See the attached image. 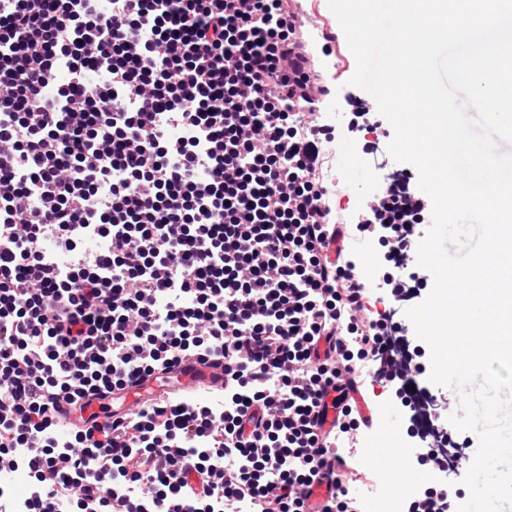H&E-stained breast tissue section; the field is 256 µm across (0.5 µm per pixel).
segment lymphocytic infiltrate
Segmentation results:
<instances>
[{
	"instance_id": "lymphocytic-infiltrate-1",
	"label": "lymphocytic infiltrate",
	"mask_w": 512,
	"mask_h": 512,
	"mask_svg": "<svg viewBox=\"0 0 512 512\" xmlns=\"http://www.w3.org/2000/svg\"><path fill=\"white\" fill-rule=\"evenodd\" d=\"M0 43V463L37 482L30 512H309L316 483L321 512H352L338 449L379 395L433 470L406 512H456L478 439L450 407L418 418L427 350L392 309L429 294L433 202L403 167L337 205L334 130L297 108L336 87L290 0H0ZM192 355L223 361V417L175 398L57 437L60 399Z\"/></svg>"
}]
</instances>
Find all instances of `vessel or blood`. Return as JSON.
I'll return each mask as SVG.
<instances>
[{"label":"vessel or blood","instance_id":"b4317fda","mask_svg":"<svg viewBox=\"0 0 512 512\" xmlns=\"http://www.w3.org/2000/svg\"><path fill=\"white\" fill-rule=\"evenodd\" d=\"M224 367L214 361L191 358L172 371L140 380L125 390L112 394H94L82 399L81 413H73L68 406H60L59 422L68 429L74 428L79 419L106 425L109 421L124 416L131 409L160 396L170 387L183 390L208 389L222 386Z\"/></svg>","mask_w":512,"mask_h":512}]
</instances>
